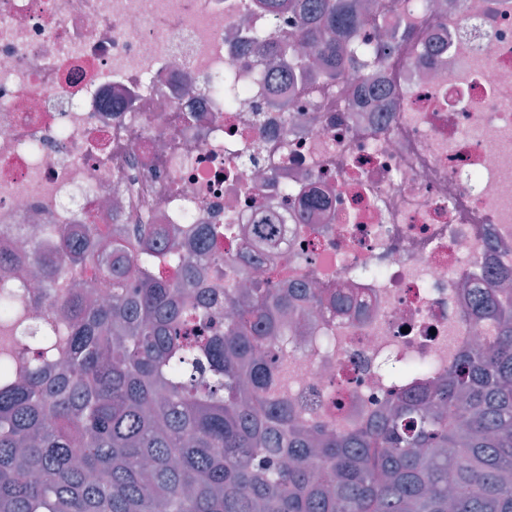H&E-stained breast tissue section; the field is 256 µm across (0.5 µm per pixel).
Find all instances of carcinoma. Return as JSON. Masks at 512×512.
<instances>
[{"mask_svg":"<svg viewBox=\"0 0 512 512\" xmlns=\"http://www.w3.org/2000/svg\"><path fill=\"white\" fill-rule=\"evenodd\" d=\"M255 6L301 19L296 33H253L272 70L297 76L308 46L331 81L371 8ZM252 234L277 257L272 216ZM223 236L196 231L203 252ZM193 268L178 224H45L20 251L0 244V512H512V292L479 291L492 335L431 389L342 430L288 401L299 301L334 310L336 291L256 280L209 297ZM33 272L47 302L37 328L16 288ZM89 279L106 302L76 288Z\"/></svg>","mask_w":512,"mask_h":512,"instance_id":"carcinoma-1","label":"carcinoma"}]
</instances>
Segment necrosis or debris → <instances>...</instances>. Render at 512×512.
<instances>
[{
	"mask_svg": "<svg viewBox=\"0 0 512 512\" xmlns=\"http://www.w3.org/2000/svg\"><path fill=\"white\" fill-rule=\"evenodd\" d=\"M378 2L344 79L301 84L245 36L300 19L254 0H0V225L277 217L274 264L232 235L194 279L351 294L303 310L288 394L376 421L429 386L380 362L447 368L489 332L463 288L512 276V0Z\"/></svg>",
	"mask_w": 512,
	"mask_h": 512,
	"instance_id": "1",
	"label": "necrosis or debris"
}]
</instances>
